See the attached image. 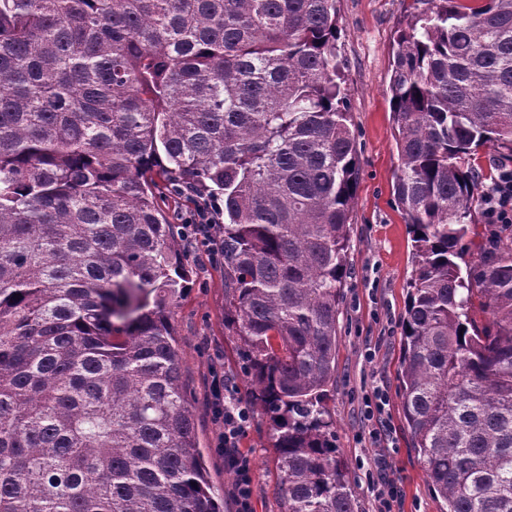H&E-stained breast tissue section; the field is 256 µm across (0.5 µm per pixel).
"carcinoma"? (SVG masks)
Listing matches in <instances>:
<instances>
[{
    "label": "carcinoma",
    "mask_w": 512,
    "mask_h": 512,
    "mask_svg": "<svg viewBox=\"0 0 512 512\" xmlns=\"http://www.w3.org/2000/svg\"><path fill=\"white\" fill-rule=\"evenodd\" d=\"M424 1L389 84L415 266L401 410L443 512H512V238L457 263L466 159L512 158V0ZM337 37L336 0H0V512H223L159 181L223 199L224 329L281 512H357L325 408L358 175Z\"/></svg>",
    "instance_id": "1"
}]
</instances>
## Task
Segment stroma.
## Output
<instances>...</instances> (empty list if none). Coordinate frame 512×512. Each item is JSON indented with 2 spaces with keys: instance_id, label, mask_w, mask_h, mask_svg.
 <instances>
[{
  "instance_id": "stroma-1",
  "label": "stroma",
  "mask_w": 512,
  "mask_h": 512,
  "mask_svg": "<svg viewBox=\"0 0 512 512\" xmlns=\"http://www.w3.org/2000/svg\"><path fill=\"white\" fill-rule=\"evenodd\" d=\"M414 0H338L339 55L346 100L356 137L359 176L351 214L348 274L338 316L336 387L327 402L336 446L350 472L358 512H372L373 492L359 462L366 450L363 398L385 391L388 405L381 425L389 439L387 474L400 489L401 512H441L442 502L428 488L426 474L406 429L398 398L401 316L412 275V233L394 201L400 169L388 88L393 43L400 21ZM189 284L174 307V329L184 381L196 417V436L212 492L224 512H237L234 474L217 448L224 431L212 414L211 370L222 368L236 395L251 402L236 337L224 331V268L201 250L189 248ZM375 350L372 361L364 349ZM253 464V512H279L270 422L253 412L242 443Z\"/></svg>"
}]
</instances>
